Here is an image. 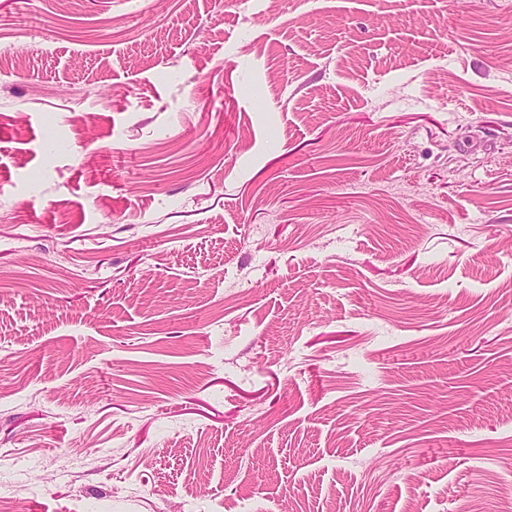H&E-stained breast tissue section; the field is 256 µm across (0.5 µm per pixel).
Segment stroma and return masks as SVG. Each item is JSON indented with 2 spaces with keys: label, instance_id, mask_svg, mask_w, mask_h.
Returning <instances> with one entry per match:
<instances>
[{
  "label": "stroma",
  "instance_id": "stroma-1",
  "mask_svg": "<svg viewBox=\"0 0 512 512\" xmlns=\"http://www.w3.org/2000/svg\"><path fill=\"white\" fill-rule=\"evenodd\" d=\"M512 507V0H0V512Z\"/></svg>",
  "mask_w": 512,
  "mask_h": 512
}]
</instances>
